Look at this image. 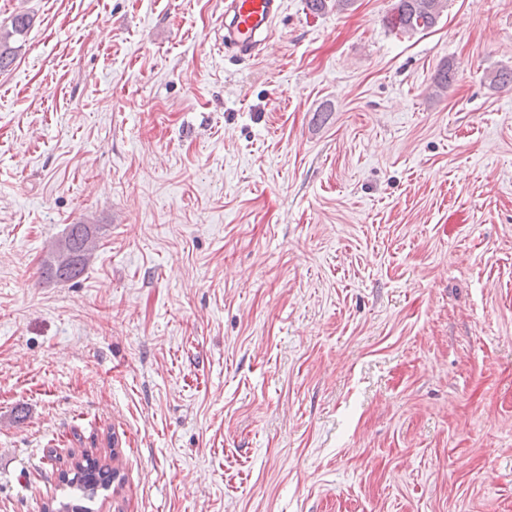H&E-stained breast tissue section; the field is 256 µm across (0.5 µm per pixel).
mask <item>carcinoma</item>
<instances>
[{
	"mask_svg": "<svg viewBox=\"0 0 512 512\" xmlns=\"http://www.w3.org/2000/svg\"><path fill=\"white\" fill-rule=\"evenodd\" d=\"M444 0H396L389 24L402 34H414L434 27L443 12ZM31 26V18L17 14L11 19V28L0 31V72L7 70L17 58L19 47L11 45V39L24 35ZM456 77V69L449 64L434 77L431 89L436 95L448 90ZM97 246L95 228L91 224H69L43 264V274L56 281H71L80 277ZM120 450L113 448L102 459L87 452L81 454L84 463L77 465L73 476L62 477L70 489L91 500L100 489H112L118 496L125 484L119 467Z\"/></svg>",
	"mask_w": 512,
	"mask_h": 512,
	"instance_id": "1",
	"label": "carcinoma"
}]
</instances>
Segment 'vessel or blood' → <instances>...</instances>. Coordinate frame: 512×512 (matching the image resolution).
<instances>
[{"label":"vessel or blood","mask_w":512,"mask_h":512,"mask_svg":"<svg viewBox=\"0 0 512 512\" xmlns=\"http://www.w3.org/2000/svg\"><path fill=\"white\" fill-rule=\"evenodd\" d=\"M281 0H224V42L238 57L253 59L273 36Z\"/></svg>","instance_id":"obj_1"}]
</instances>
